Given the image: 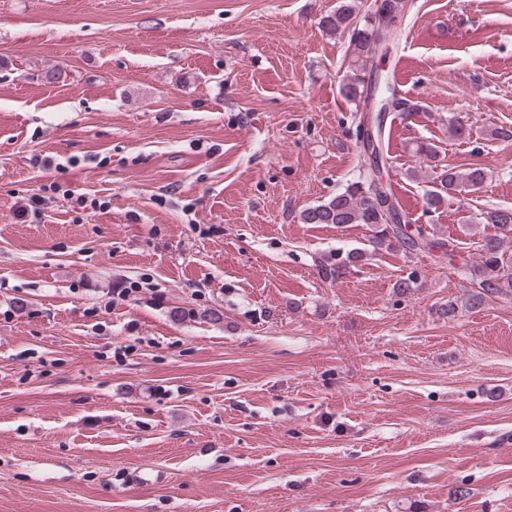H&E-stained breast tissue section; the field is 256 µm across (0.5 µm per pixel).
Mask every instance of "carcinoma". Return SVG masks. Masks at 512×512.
Returning a JSON list of instances; mask_svg holds the SVG:
<instances>
[{
  "instance_id": "carcinoma-1",
  "label": "carcinoma",
  "mask_w": 512,
  "mask_h": 512,
  "mask_svg": "<svg viewBox=\"0 0 512 512\" xmlns=\"http://www.w3.org/2000/svg\"><path fill=\"white\" fill-rule=\"evenodd\" d=\"M403 0H383L378 17L366 16L358 23L353 0H341L336 10L322 18V26L336 34H349V65L342 83L340 94L348 101L359 104L364 98L366 87L370 83L372 72L369 63L375 57L376 43L381 36L389 34L382 25L381 15L393 16L400 10ZM431 188L424 196V208L434 213L448 201V198L482 185L487 172L478 167L459 170L455 167L436 164L432 168ZM306 224H367L373 235V250H404L413 252H439L448 257V264L455 265L460 258L457 244L453 238H442L427 230L421 224L415 225V231L408 229L409 220L401 217L402 223L389 224L385 219L381 205L377 203L370 181L365 175L348 183L328 201L310 207L301 213ZM480 222L491 224L495 233L483 237L478 245V261L463 263L473 281L464 306L470 309L482 307L493 298L512 297V258L506 257L505 246L512 243V208H496L481 213ZM364 257L361 252L351 254L346 260L322 268L326 279H337L353 262Z\"/></svg>"
}]
</instances>
